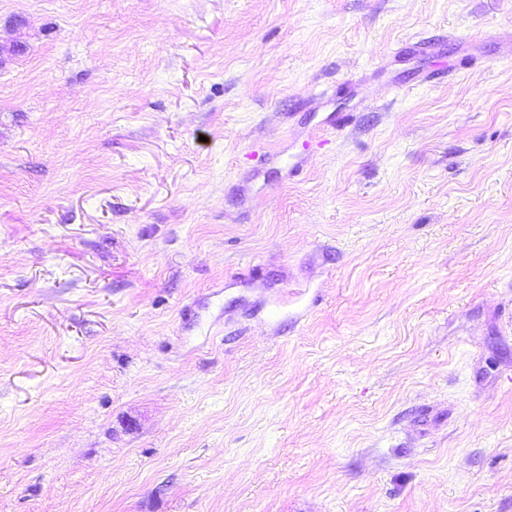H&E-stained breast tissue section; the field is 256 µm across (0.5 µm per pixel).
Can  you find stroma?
Returning <instances> with one entry per match:
<instances>
[{
  "label": "stroma",
  "mask_w": 512,
  "mask_h": 512,
  "mask_svg": "<svg viewBox=\"0 0 512 512\" xmlns=\"http://www.w3.org/2000/svg\"><path fill=\"white\" fill-rule=\"evenodd\" d=\"M0 512H512V0H0Z\"/></svg>",
  "instance_id": "obj_1"
}]
</instances>
